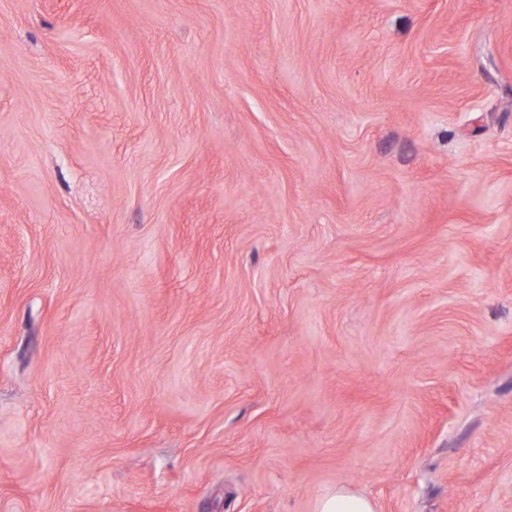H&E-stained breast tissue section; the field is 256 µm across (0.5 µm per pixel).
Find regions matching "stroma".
<instances>
[{"label": "stroma", "mask_w": 512, "mask_h": 512, "mask_svg": "<svg viewBox=\"0 0 512 512\" xmlns=\"http://www.w3.org/2000/svg\"><path fill=\"white\" fill-rule=\"evenodd\" d=\"M512 512V0H0V512ZM314 512H377V508L363 493L339 485L317 499Z\"/></svg>", "instance_id": "stroma-1"}]
</instances>
